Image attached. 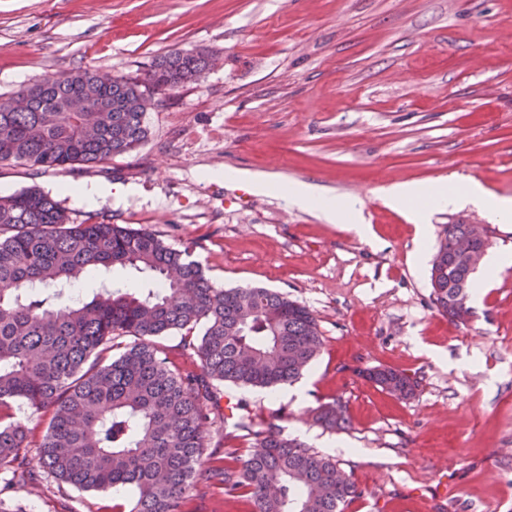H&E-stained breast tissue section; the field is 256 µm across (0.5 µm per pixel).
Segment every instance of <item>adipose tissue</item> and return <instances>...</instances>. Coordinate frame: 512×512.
I'll use <instances>...</instances> for the list:
<instances>
[{
	"mask_svg": "<svg viewBox=\"0 0 512 512\" xmlns=\"http://www.w3.org/2000/svg\"><path fill=\"white\" fill-rule=\"evenodd\" d=\"M288 194L293 204L313 207L329 222L346 219L358 235L366 238L371 234L370 225L360 221L357 202L337 204L335 200L315 195L311 187L304 184L290 185ZM384 194L389 205L405 208L422 228L433 210L447 208L468 207L494 222L512 221V197L497 195L474 180L459 188L448 187L444 182L429 188L401 183L386 188Z\"/></svg>",
	"mask_w": 512,
	"mask_h": 512,
	"instance_id": "ef3b65f1",
	"label": "adipose tissue"
}]
</instances>
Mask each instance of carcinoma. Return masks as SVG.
I'll return each mask as SVG.
<instances>
[{
	"mask_svg": "<svg viewBox=\"0 0 512 512\" xmlns=\"http://www.w3.org/2000/svg\"><path fill=\"white\" fill-rule=\"evenodd\" d=\"M204 50L171 52L141 78L109 82L88 69L48 77L16 94L14 111L0 99V164L38 170L95 165L129 152L148 137L146 96L198 81ZM80 95L108 113L48 112ZM476 253L492 241L471 224H446L431 260L430 300L451 321L472 316L468 300L476 268L457 250ZM149 276L146 286L114 283L113 271ZM96 274L88 299L69 302L64 286ZM201 328L199 336L193 335ZM184 332L194 368L172 366L157 339ZM323 339L312 311L263 287L217 288L188 252L158 233L112 224L94 214L72 224L49 194L33 187L0 196V481L27 485L33 467L83 492L131 488L128 512H184L201 483L247 501L250 512H345L361 495L336 460L318 454L271 423L218 412V387L275 389L297 380L320 355ZM368 378L399 397L417 382L393 368ZM21 401L50 415L46 433L30 439L13 418ZM336 431L348 423L343 405L315 409ZM255 441L244 455L204 457L208 427Z\"/></svg>",
	"mask_w": 512,
	"mask_h": 512,
	"instance_id": "obj_1",
	"label": "carcinoma"
}]
</instances>
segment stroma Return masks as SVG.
Instances as JSON below:
<instances>
[{"mask_svg": "<svg viewBox=\"0 0 512 512\" xmlns=\"http://www.w3.org/2000/svg\"><path fill=\"white\" fill-rule=\"evenodd\" d=\"M512 0H0V95L79 69L140 77L160 55L203 49L205 77L157 94L147 139L73 171L0 166V195L48 192L71 223L99 213L188 250L220 288L263 286L309 307L323 349L303 396L224 385L221 394L325 450L362 491L346 512H512V266L453 324L430 301V256L444 225L480 223L467 208L431 218L427 257L415 226L385 206L396 183L471 177L512 196ZM229 171L269 175L255 193ZM134 187L96 208L84 182ZM307 182L358 199L374 240L293 205ZM391 367L417 381L400 398L367 377ZM341 402L348 425L315 424ZM24 512H113L133 492H81L53 479L11 490ZM186 512H248L202 484Z\"/></svg>", "mask_w": 512, "mask_h": 512, "instance_id": "1", "label": "stroma"}]
</instances>
